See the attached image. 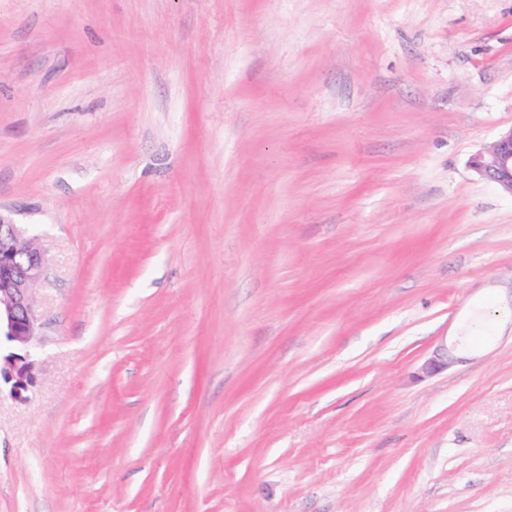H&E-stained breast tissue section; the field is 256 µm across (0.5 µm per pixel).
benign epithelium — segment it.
I'll return each mask as SVG.
<instances>
[{
  "instance_id": "benign-epithelium-1",
  "label": "benign epithelium",
  "mask_w": 512,
  "mask_h": 512,
  "mask_svg": "<svg viewBox=\"0 0 512 512\" xmlns=\"http://www.w3.org/2000/svg\"><path fill=\"white\" fill-rule=\"evenodd\" d=\"M470 166L478 176L512 194V127L484 150ZM44 259L37 238L23 225L0 215V342L9 352L0 357V387L17 401H25L36 385L34 372L39 324L32 290L44 275ZM458 361L448 347H437L418 367L416 376L431 377Z\"/></svg>"
}]
</instances>
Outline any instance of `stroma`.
I'll return each mask as SVG.
<instances>
[{"mask_svg": "<svg viewBox=\"0 0 512 512\" xmlns=\"http://www.w3.org/2000/svg\"><path fill=\"white\" fill-rule=\"evenodd\" d=\"M511 127L512 0H0V512H512ZM470 166L482 180L512 195V127L475 154ZM37 238L0 213V393L25 401L36 385L39 324L32 290L44 275ZM2 341L10 351L2 358ZM458 358L453 351L448 350V346L440 345L430 356H428L418 367L417 378L431 377L457 362Z\"/></svg>", "mask_w": 512, "mask_h": 512, "instance_id": "obj_1", "label": "stroma"}]
</instances>
